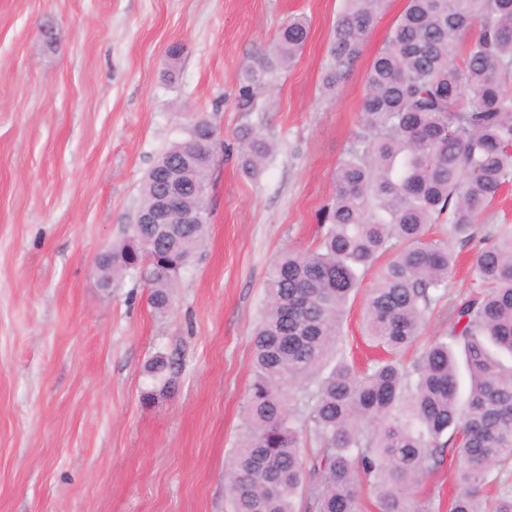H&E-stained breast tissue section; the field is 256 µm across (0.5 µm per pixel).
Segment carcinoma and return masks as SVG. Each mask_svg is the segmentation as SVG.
Returning a JSON list of instances; mask_svg holds the SVG:
<instances>
[{
	"instance_id": "1",
	"label": "carcinoma",
	"mask_w": 512,
	"mask_h": 512,
	"mask_svg": "<svg viewBox=\"0 0 512 512\" xmlns=\"http://www.w3.org/2000/svg\"><path fill=\"white\" fill-rule=\"evenodd\" d=\"M385 2L345 0L326 90L353 67ZM307 37L302 18L278 31L244 72L242 111H254ZM210 128L197 120L142 183L139 213L164 193L157 169L175 171L181 209L170 223L132 224L112 245V287L145 273L159 312L208 233L199 188L213 158L198 162L189 151ZM234 140L246 175L273 155L274 144L249 124ZM334 181L317 247L281 253L267 273L246 429L224 474L230 512H298V501L303 512H362L365 488L380 512H435V495L419 486L451 453L457 489L448 512H512V226L478 225L512 183V0H407L370 64L358 130ZM437 224L448 238L430 236ZM476 239L471 290L448 307V331L413 364L401 362L448 294V241ZM372 272L362 337L381 354L359 362L341 327ZM173 370L171 357L152 356L144 397L168 392Z\"/></svg>"
}]
</instances>
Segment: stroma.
Segmentation results:
<instances>
[{
  "label": "stroma",
  "mask_w": 512,
  "mask_h": 512,
  "mask_svg": "<svg viewBox=\"0 0 512 512\" xmlns=\"http://www.w3.org/2000/svg\"><path fill=\"white\" fill-rule=\"evenodd\" d=\"M405 5L389 0L332 93L322 78L344 0H0V512H227L268 267L315 246L368 69ZM299 14L301 54L241 111L245 67ZM199 118L221 145L211 224L160 314L143 278L107 290L93 263ZM244 124L276 144L253 178L231 148ZM476 250L463 249L427 336L447 330ZM158 353L175 385L146 402Z\"/></svg>",
  "instance_id": "obj_1"
}]
</instances>
